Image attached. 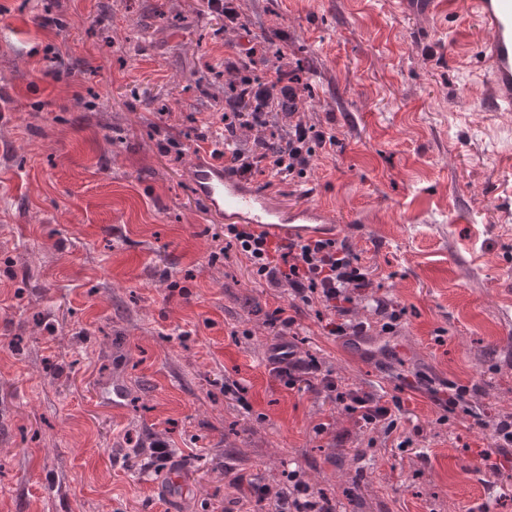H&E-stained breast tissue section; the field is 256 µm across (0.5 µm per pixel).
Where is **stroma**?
<instances>
[{"label": "stroma", "mask_w": 512, "mask_h": 512, "mask_svg": "<svg viewBox=\"0 0 512 512\" xmlns=\"http://www.w3.org/2000/svg\"><path fill=\"white\" fill-rule=\"evenodd\" d=\"M240 7L228 28L202 0H0V512H229L295 470L336 512H512V463L481 457L512 414V112L480 105L486 28L462 2ZM278 30L311 91L301 119L336 144L304 178L248 183L334 215L325 235L405 310L365 354L311 308L294 343L341 385L400 397L408 451L273 373L288 290L221 256L224 224L191 192L225 54ZM450 381L472 415L435 404Z\"/></svg>", "instance_id": "obj_1"}]
</instances>
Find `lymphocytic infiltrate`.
Here are the masks:
<instances>
[{"label": "lymphocytic infiltrate", "mask_w": 512, "mask_h": 512, "mask_svg": "<svg viewBox=\"0 0 512 512\" xmlns=\"http://www.w3.org/2000/svg\"><path fill=\"white\" fill-rule=\"evenodd\" d=\"M286 73L283 66L265 70L261 78L246 82L244 89L233 90L224 99L223 126L212 135L210 155L224 160L239 176H250L261 165L273 178H295L309 166L316 149L336 143L335 135L299 121L289 125L288 137L281 143H272L260 135L251 150L240 147L238 129L249 128L260 133L268 125V114L281 99L291 102L293 112L304 110L305 101ZM224 235L235 244L253 278L270 283L284 281L289 286L288 307L275 308L269 316L271 327L280 336L269 349L275 374L291 389L303 376L319 375L323 390L334 394L336 402L360 426L386 435L397 430L403 410L400 399L385 401L357 390L339 389L331 373L322 372L317 360L301 359L293 343L285 339L287 333L295 331L294 312L303 305L316 306L335 315V322L327 326L330 335L349 342L361 339L368 333L366 326L349 317L350 306L358 298L374 303L380 313L378 335H395L404 312L376 296L372 272L346 244L334 238L319 236L274 244L249 224L225 225ZM291 478L293 487L288 492L267 484L256 486L249 512H335L332 503L315 495L299 473H292Z\"/></svg>", "instance_id": "1"}]
</instances>
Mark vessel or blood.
Here are the masks:
<instances>
[{
	"label": "vessel or blood",
	"instance_id": "obj_1",
	"mask_svg": "<svg viewBox=\"0 0 512 512\" xmlns=\"http://www.w3.org/2000/svg\"><path fill=\"white\" fill-rule=\"evenodd\" d=\"M467 7L491 32L479 48V61L493 90L488 107L512 110V0H467ZM190 186L217 217L242 220L273 239L308 238L317 225L331 221L315 206L282 212L262 191L245 186L238 175L199 155L191 163Z\"/></svg>",
	"mask_w": 512,
	"mask_h": 512
}]
</instances>
